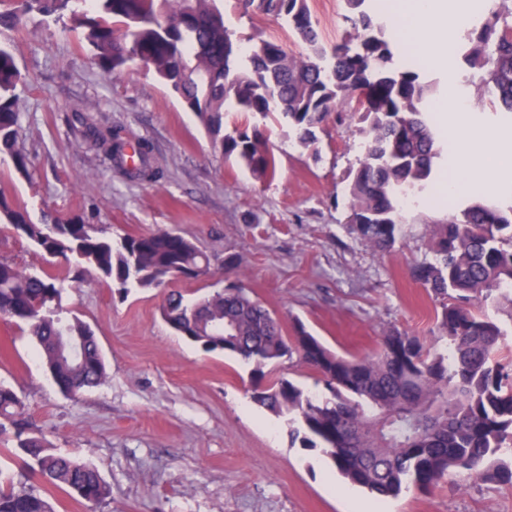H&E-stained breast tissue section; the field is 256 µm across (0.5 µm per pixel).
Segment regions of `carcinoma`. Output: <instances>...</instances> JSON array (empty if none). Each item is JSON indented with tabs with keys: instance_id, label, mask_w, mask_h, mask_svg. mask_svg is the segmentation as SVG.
<instances>
[{
	"instance_id": "obj_1",
	"label": "carcinoma",
	"mask_w": 512,
	"mask_h": 512,
	"mask_svg": "<svg viewBox=\"0 0 512 512\" xmlns=\"http://www.w3.org/2000/svg\"><path fill=\"white\" fill-rule=\"evenodd\" d=\"M0 0V29L14 30L32 16L41 22L70 16V30L91 50L101 69L113 72L142 61L174 87L224 155L252 175L275 177L276 155L262 132L244 124L224 133V113L249 120L279 116L296 142L308 148L331 113L358 117L357 167L344 187L346 223L372 247L384 251L396 240L400 195L431 182L441 149L428 108L435 86L426 82L406 53L387 37L388 21L372 0H345L354 34L326 51L308 0H241L247 11L285 18L307 53L293 55L276 40L245 48L224 24L217 0ZM474 70L471 85L491 95L497 111L512 115V0H488L485 16L466 30L461 47ZM22 79L10 44L0 40V152L16 170L27 171L19 148L16 89ZM97 149L123 165L127 152L139 162L130 177L152 175L150 148L110 131H93ZM0 231L30 241L64 264L54 273H31L0 259V318L27 328L44 362L54 366L63 390L81 391L101 382L105 365L91 329L75 318L60 322L64 283L86 277L120 290L158 288L181 272L185 279L210 273L211 259L193 241L166 230L112 237L99 224L74 217L31 224L24 209L9 205L0 189ZM433 260L410 269L411 278L440 300L437 328L450 353H433L416 336L390 332L377 350L346 357L327 348L298 322L294 336L242 285H230L193 305L178 294L161 307L166 322L187 340L203 345L214 320L224 319L232 337L223 351L255 364L252 399L276 414L296 415L307 446L323 448L349 483L380 497L411 487L428 491L450 472L512 485V369L498 357L504 330L482 306L503 298L512 306V206L505 210L474 201L448 221L430 227ZM82 336L83 361L72 360L60 337ZM298 357L331 394L320 401L286 378L263 384V368ZM15 429L16 451L29 470L73 498L90 504L107 487L90 465L44 450L25 433L28 423L18 395L0 386V431ZM0 512H52L35 490L0 477Z\"/></svg>"
}]
</instances>
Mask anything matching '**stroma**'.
Returning <instances> with one entry per match:
<instances>
[{"mask_svg": "<svg viewBox=\"0 0 512 512\" xmlns=\"http://www.w3.org/2000/svg\"><path fill=\"white\" fill-rule=\"evenodd\" d=\"M227 27L242 39L277 38L303 47L283 19L244 12L218 0ZM325 46L351 33L344 0H309ZM20 65L18 173L0 154V184L32 222L82 218L119 238L168 230L212 258L208 277L124 291L105 283L65 289L70 316L93 331L105 364L99 386L62 392L27 329L0 319V385L23 401L30 433L53 452L96 468L110 489L100 504L74 501L30 472L13 428L0 431V475L47 492L56 512H512V486L451 473L431 491L380 499L346 482L330 458L303 447L291 415L251 397L253 363L208 352L175 333L161 316L168 293L185 301L232 283L249 289L285 330L303 322L333 352L363 356L396 329L444 349L434 318L439 303L409 276L432 259L431 225L447 202L406 208L395 244L380 252L347 222L342 179L360 155L358 119L328 121L311 150L297 146L287 123L260 120L279 159L259 180L225 160L218 143L171 86L139 62L107 75L60 24L27 23L0 33ZM438 98L459 91L473 72L459 50L443 65L422 66ZM90 117L151 148L156 173L129 178L72 127Z\"/></svg>", "mask_w": 512, "mask_h": 512, "instance_id": "obj_1", "label": "stroma"}]
</instances>
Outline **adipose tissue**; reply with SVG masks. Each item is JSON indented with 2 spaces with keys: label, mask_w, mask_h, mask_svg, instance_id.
I'll use <instances>...</instances> for the list:
<instances>
[{
  "label": "adipose tissue",
  "mask_w": 512,
  "mask_h": 512,
  "mask_svg": "<svg viewBox=\"0 0 512 512\" xmlns=\"http://www.w3.org/2000/svg\"><path fill=\"white\" fill-rule=\"evenodd\" d=\"M392 38L415 52L425 64L438 65L454 39L456 23L447 0H389ZM456 120L449 128L451 150L443 195L455 196L476 186L490 187L498 169L493 161L512 153V131L503 130L492 139H474L465 128L466 107L449 102Z\"/></svg>",
  "instance_id": "obj_1"
}]
</instances>
